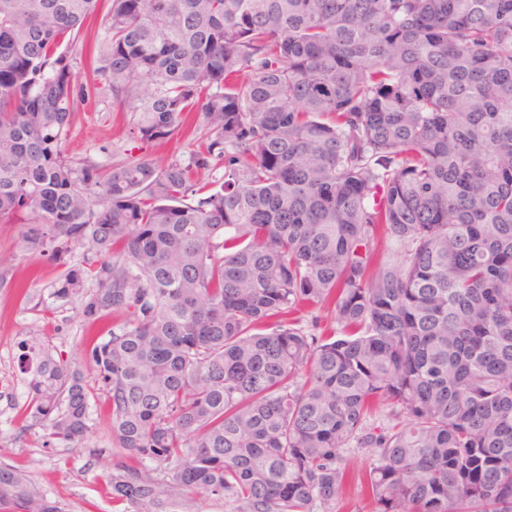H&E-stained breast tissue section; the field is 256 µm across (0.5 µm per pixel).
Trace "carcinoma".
I'll return each mask as SVG.
<instances>
[{"instance_id":"cac0c4a2","label":"carcinoma","mask_w":512,"mask_h":512,"mask_svg":"<svg viewBox=\"0 0 512 512\" xmlns=\"http://www.w3.org/2000/svg\"><path fill=\"white\" fill-rule=\"evenodd\" d=\"M98 2L0 0V223L53 300L119 318L84 350L140 458L113 502L336 512L354 444L374 512H512V0H109L81 81L59 48ZM100 83L199 146L73 165ZM324 305L341 336L298 326ZM17 348L43 446L83 441L80 366ZM0 512L64 510L1 464Z\"/></svg>"}]
</instances>
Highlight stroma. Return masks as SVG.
Instances as JSON below:
<instances>
[{"instance_id":"obj_1","label":"stroma","mask_w":512,"mask_h":512,"mask_svg":"<svg viewBox=\"0 0 512 512\" xmlns=\"http://www.w3.org/2000/svg\"><path fill=\"white\" fill-rule=\"evenodd\" d=\"M106 11L105 0H99L77 43L62 46L75 57L79 79L91 75L93 47ZM130 128V113L114 108L111 93L100 90L79 106L65 152L73 160L99 164L129 155L167 160L187 154L200 137L199 130L193 129L167 142L146 144L134 138ZM21 231V225L0 224V463L26 471L44 493L59 501L64 512H116L110 484L113 465L119 460L133 465L137 459L117 447L105 398L93 402L92 428L75 447H43L39 430L28 429L23 416L26 386L16 364L18 341L37 334L61 359L78 362L86 344L111 330L112 322L86 324L73 303L50 301L48 307L36 306V299H47L61 267L51 261L30 263L19 247ZM345 458L349 479L340 497V512H373L363 484L373 461L370 452L353 447Z\"/></svg>"}]
</instances>
